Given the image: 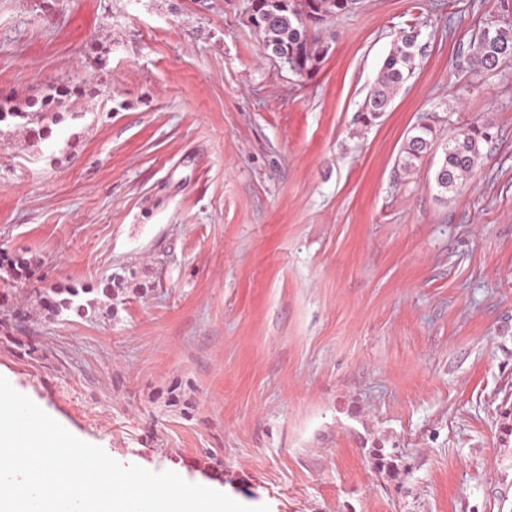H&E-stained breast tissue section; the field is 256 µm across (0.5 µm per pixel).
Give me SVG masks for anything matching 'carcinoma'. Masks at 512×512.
Returning a JSON list of instances; mask_svg holds the SVG:
<instances>
[{"mask_svg": "<svg viewBox=\"0 0 512 512\" xmlns=\"http://www.w3.org/2000/svg\"><path fill=\"white\" fill-rule=\"evenodd\" d=\"M355 0H249L252 25L261 34L260 54L265 58H284L289 69L301 79L313 78L327 53L326 46L316 38V31L325 23L351 9ZM420 32L416 29L400 32L389 54L383 61L376 84L364 99L359 110V120L368 125L388 111L392 96L411 77L417 54L423 53ZM512 59V24L497 20L486 22L476 33L469 65L477 72L497 70L505 61ZM83 94L79 88L60 86L44 96L37 112L0 109V123L7 117L18 118L29 125V132L38 140L52 137L53 130L42 124L43 112L52 111L71 102L72 97ZM435 127L427 122L414 126L408 133L403 166L411 168L426 156L436 143ZM491 139L489 129L471 125L461 136L448 139L442 160L435 171L434 180L443 191L455 190L477 165L483 144ZM28 259L17 255L3 263L0 261V280L15 279L25 274ZM121 287L117 282L98 290L89 286L77 288L56 286L42 288L36 293V301L46 311V316L74 313L81 318L92 319L103 309L100 296L112 298V288ZM378 470L393 472L396 464L392 454L384 448L372 451Z\"/></svg>", "mask_w": 512, "mask_h": 512, "instance_id": "1", "label": "carcinoma"}]
</instances>
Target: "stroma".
Returning a JSON list of instances; mask_svg holds the SVG:
<instances>
[{
    "label": "stroma",
    "instance_id": "stroma-1",
    "mask_svg": "<svg viewBox=\"0 0 512 512\" xmlns=\"http://www.w3.org/2000/svg\"><path fill=\"white\" fill-rule=\"evenodd\" d=\"M492 19L357 0L303 80L260 59L247 0H0V102L85 91L51 141L0 123V257L31 260L0 375L116 461L269 512H512V62H466ZM413 26L424 56L363 125ZM424 120L491 127L454 192L439 153L402 165ZM116 274L111 313L33 309Z\"/></svg>",
    "mask_w": 512,
    "mask_h": 512
}]
</instances>
